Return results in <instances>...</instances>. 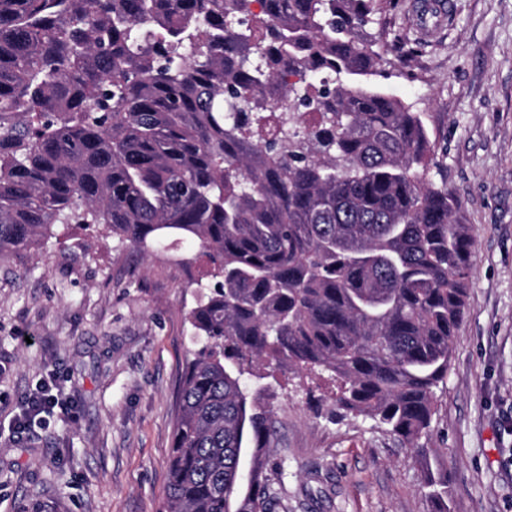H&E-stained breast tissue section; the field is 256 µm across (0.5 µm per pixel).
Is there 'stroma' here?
I'll return each mask as SVG.
<instances>
[{
	"instance_id": "35a3bbf8",
	"label": "stroma",
	"mask_w": 512,
	"mask_h": 512,
	"mask_svg": "<svg viewBox=\"0 0 512 512\" xmlns=\"http://www.w3.org/2000/svg\"><path fill=\"white\" fill-rule=\"evenodd\" d=\"M387 0L372 83L421 113L473 236L466 316L415 455L337 409L327 378L278 370L270 512H430L425 471L448 477V512H512V0ZM210 265L182 242L141 252L78 224L0 260V428L46 379L72 409L21 445L0 438V512H167L176 396L195 348L188 311ZM28 341H21V334Z\"/></svg>"
}]
</instances>
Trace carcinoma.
<instances>
[{"mask_svg": "<svg viewBox=\"0 0 512 512\" xmlns=\"http://www.w3.org/2000/svg\"><path fill=\"white\" fill-rule=\"evenodd\" d=\"M259 2L0 0V258L74 223L211 263L168 512H269L264 365L328 374L424 454L466 314L458 199L424 177L421 113L370 82L383 0ZM425 485L446 512L448 476Z\"/></svg>", "mask_w": 512, "mask_h": 512, "instance_id": "cac0c4a2", "label": "carcinoma"}]
</instances>
